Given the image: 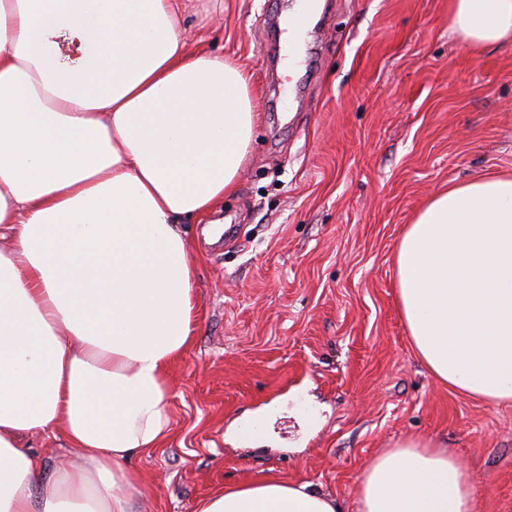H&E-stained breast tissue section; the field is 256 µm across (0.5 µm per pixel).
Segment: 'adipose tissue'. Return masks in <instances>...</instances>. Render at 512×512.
Segmentation results:
<instances>
[{
  "instance_id": "1",
  "label": "adipose tissue",
  "mask_w": 512,
  "mask_h": 512,
  "mask_svg": "<svg viewBox=\"0 0 512 512\" xmlns=\"http://www.w3.org/2000/svg\"><path fill=\"white\" fill-rule=\"evenodd\" d=\"M180 0H0V512H129L126 463L170 429L189 345L181 223L235 191L257 115L246 72L188 52ZM472 48L512 39V0H448ZM397 301L413 350L457 391L512 403V174L454 183L406 225ZM76 457L46 470L25 437ZM458 457L416 437L376 457L355 512H472ZM201 512H342L279 479Z\"/></svg>"
}]
</instances>
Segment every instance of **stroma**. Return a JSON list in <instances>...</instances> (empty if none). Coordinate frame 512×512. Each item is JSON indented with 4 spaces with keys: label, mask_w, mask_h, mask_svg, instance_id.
<instances>
[{
    "label": "stroma",
    "mask_w": 512,
    "mask_h": 512,
    "mask_svg": "<svg viewBox=\"0 0 512 512\" xmlns=\"http://www.w3.org/2000/svg\"><path fill=\"white\" fill-rule=\"evenodd\" d=\"M298 0H189L190 50L251 78L238 187L191 222V345L168 367L170 432L130 461L133 512L309 483L354 512L371 462L420 436L470 473L473 512H512V404L437 383L396 297L405 224L448 184L512 172V41L472 50L448 0H317L293 70Z\"/></svg>",
    "instance_id": "obj_1"
}]
</instances>
